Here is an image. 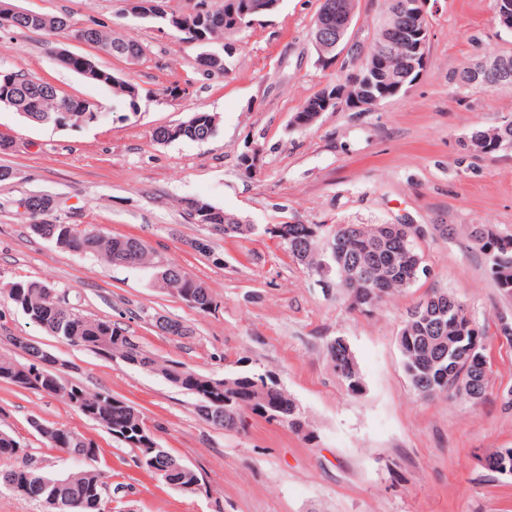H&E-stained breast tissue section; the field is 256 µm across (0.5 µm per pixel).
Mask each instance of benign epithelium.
<instances>
[{
  "label": "benign epithelium",
  "instance_id": "7a95c632",
  "mask_svg": "<svg viewBox=\"0 0 512 512\" xmlns=\"http://www.w3.org/2000/svg\"><path fill=\"white\" fill-rule=\"evenodd\" d=\"M428 0H393L386 23L383 27L384 41L402 48L401 58L403 80L396 85L401 89L406 83H414L426 66V45L429 30L425 27L428 15ZM279 0H253L249 6H239L237 0H227L224 25L241 28L255 21L260 14L274 10ZM495 19L505 27H512V0H496ZM352 15L328 12L322 14L318 23L314 46L323 57L331 54H345L355 66L356 72L344 82L327 86L320 91L314 110L324 112L328 109L364 108L371 110L380 99L374 88H383L393 82L389 69V53L385 52L369 62L362 51L358 36L351 35L347 40L338 35L341 29L351 27ZM485 83L493 85L509 75L507 61L500 59L481 63Z\"/></svg>",
  "mask_w": 512,
  "mask_h": 512
}]
</instances>
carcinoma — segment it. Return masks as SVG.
Here are the masks:
<instances>
[{"label": "carcinoma", "instance_id": "obj_1", "mask_svg": "<svg viewBox=\"0 0 512 512\" xmlns=\"http://www.w3.org/2000/svg\"><path fill=\"white\" fill-rule=\"evenodd\" d=\"M153 1L157 8L145 7L137 17L179 32V14L168 12L162 0ZM36 24L26 19L13 23L0 17V27L33 29L46 32L70 31L74 38L98 48L116 58L135 51L144 53L141 44L129 37L115 36L98 27H74L63 16L40 15ZM237 30L207 21L199 26L196 40L207 45ZM89 79L110 86L118 93L131 97L138 94L133 84L112 79V73L98 70ZM25 90L34 111L26 119L34 123L53 122L64 118L73 123H85L97 107L78 97L60 93L48 81L25 71H0V103L10 105L4 96ZM173 137L165 138L166 128L154 131L156 142L189 140L204 142L216 129L215 114L198 111L186 121L174 125ZM466 147L484 154L512 148V125L499 124L472 133ZM25 209L30 232L56 247L74 253H95L110 266L142 272L154 288L176 295L202 313L218 308L212 291L178 265L163 259L143 240L124 235H105L77 224H62L50 217L53 199L47 195H30ZM188 215L197 222L227 238L249 239L258 228L247 224L233 213L217 208L207 201L186 202ZM270 237H278L290 255L305 265L343 298L347 308L362 315L371 314L386 297L413 285L423 274L425 261L417 240L425 237L423 228L414 224H272L263 229ZM469 237L480 245L490 276L505 298H512V237L496 236L480 225L468 227ZM9 299L31 322L63 342L119 358L129 364L161 376L197 401L200 416L210 425L226 431H240L246 423V413L268 422L285 424L291 430L312 439L308 423L286 390L268 373L237 372L222 378L194 371L176 361H162L150 356L137 339L119 323L88 316L59 298L48 282L26 279L11 283ZM156 328L165 336L185 339L192 334L189 326L176 318L160 316ZM473 320L464 305L444 291L432 292L419 308L410 312L399 331L398 345L404 371L414 390L426 399L446 397L463 391L474 402L482 401L487 393L488 364L486 337L471 336ZM475 339L480 345L478 355L450 356V352ZM28 356L21 363L0 356V380L14 382L24 389L45 392L62 399L75 412L87 417L136 452L144 455L147 471L165 477L184 465L179 458L159 446L154 433L145 422L143 413L134 405L109 393L90 392L74 385V392H61L57 383L66 376L65 362L34 344H23ZM330 365L347 390L356 394L362 390L363 379L350 347L335 338L327 344ZM52 447L77 462L94 460L99 446L73 429L50 428L40 433ZM0 457L13 461L0 471V485L24 496L38 488L43 494L39 502L51 501L45 512H100V504L108 491L124 489L113 485L101 471L78 468L65 474L43 471L32 462L27 448L7 432L0 431ZM486 468L495 473L512 472V448L486 454Z\"/></svg>", "mask_w": 512, "mask_h": 512}]
</instances>
